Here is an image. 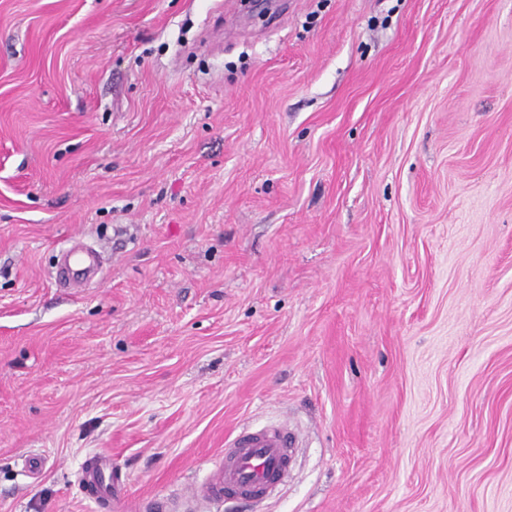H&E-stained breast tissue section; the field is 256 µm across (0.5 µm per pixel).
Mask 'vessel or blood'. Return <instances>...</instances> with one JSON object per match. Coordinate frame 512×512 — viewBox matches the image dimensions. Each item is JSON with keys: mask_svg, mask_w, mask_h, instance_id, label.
<instances>
[{"mask_svg": "<svg viewBox=\"0 0 512 512\" xmlns=\"http://www.w3.org/2000/svg\"><path fill=\"white\" fill-rule=\"evenodd\" d=\"M69 281L92 280L102 268L99 251H68L63 259ZM298 436L288 425L243 428L224 442V454L214 462L189 498L193 505H213L227 500L261 501L277 494L291 477ZM81 491L104 503L115 500L118 482L112 458L89 456L81 465Z\"/></svg>", "mask_w": 512, "mask_h": 512, "instance_id": "obj_1", "label": "vessel or blood"}]
</instances>
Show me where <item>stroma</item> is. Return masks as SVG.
<instances>
[{
    "label": "stroma",
    "mask_w": 512,
    "mask_h": 512,
    "mask_svg": "<svg viewBox=\"0 0 512 512\" xmlns=\"http://www.w3.org/2000/svg\"><path fill=\"white\" fill-rule=\"evenodd\" d=\"M268 6L0 0V512L281 421L285 488L210 512H512V0ZM63 263L69 281L80 283L92 280L102 268L100 251L69 250ZM118 484V480L113 478L111 456L93 454L81 464V491L96 502L110 504L112 509Z\"/></svg>",
    "instance_id": "1"
}]
</instances>
